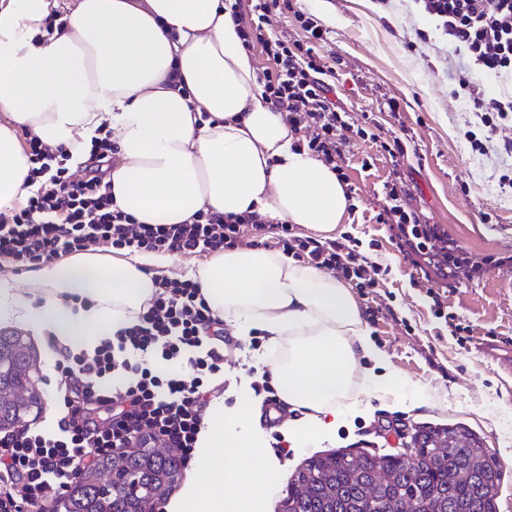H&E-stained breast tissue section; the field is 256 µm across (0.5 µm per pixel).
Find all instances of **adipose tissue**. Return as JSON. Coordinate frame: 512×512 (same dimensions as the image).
I'll use <instances>...</instances> for the list:
<instances>
[{
    "label": "adipose tissue",
    "instance_id": "ef3b65f1",
    "mask_svg": "<svg viewBox=\"0 0 512 512\" xmlns=\"http://www.w3.org/2000/svg\"><path fill=\"white\" fill-rule=\"evenodd\" d=\"M56 0H0V213L32 189L18 140L85 161L109 126L116 206L140 224H188L198 211L255 212L338 238L350 200L331 167L297 149L286 115L267 102L224 0H77L63 30L43 37ZM180 256L112 259L91 248L42 264L25 286L0 271V323L27 325L74 352L137 322L157 287L153 268ZM214 317L237 335L261 331L278 351L271 377L296 447L334 440L350 417L392 399L435 407L428 389L388 370L349 285L261 247L214 254L189 271ZM255 404L213 400L195 451L197 478L169 512H263L280 481Z\"/></svg>",
    "mask_w": 512,
    "mask_h": 512
}]
</instances>
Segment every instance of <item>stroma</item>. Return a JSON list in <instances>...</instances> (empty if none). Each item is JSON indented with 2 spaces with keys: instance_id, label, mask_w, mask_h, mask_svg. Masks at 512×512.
I'll use <instances>...</instances> for the list:
<instances>
[{
  "instance_id": "stroma-1",
  "label": "stroma",
  "mask_w": 512,
  "mask_h": 512,
  "mask_svg": "<svg viewBox=\"0 0 512 512\" xmlns=\"http://www.w3.org/2000/svg\"><path fill=\"white\" fill-rule=\"evenodd\" d=\"M290 3V11L272 16L271 28L301 40L305 33L295 12L321 21L326 35L317 51L332 71L337 105L351 124H363L371 113L379 120V141L350 136L343 155L353 189L344 233L359 239L361 253L379 268L377 287L354 290L370 339L386 353L393 370L447 397L448 407L405 411L378 403L369 416L340 428L335 441L293 447L282 428L287 410L268 408L264 333L241 337L225 326L220 396L225 406H233L242 385H249L259 428L282 470L283 482L271 490L267 512H276L288 480L311 457L397 454L416 431L457 425L476 435L501 471L496 512H512V270L489 262L493 256L512 255V188L500 183L503 174L512 172V155L500 147L512 138V129L489 132L473 104L456 94L449 73L458 52L421 15L408 11L403 0H390L385 7L377 0ZM392 98L400 102L394 114L384 110ZM469 130L480 138L492 136L494 147L473 151L465 136ZM395 138L404 153L394 158L382 144ZM396 173L410 189L411 209L485 259L481 275L461 271L437 281L403 258L389 226L376 221L385 184ZM3 332L22 336L35 362L29 382L40 402L24 423L51 428L58 415L55 365L63 355L61 346L20 324H0ZM485 341L498 344L497 358L481 353Z\"/></svg>"
}]
</instances>
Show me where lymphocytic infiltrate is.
I'll return each instance as SVG.
<instances>
[{
	"instance_id": "lymphocytic-infiltrate-1",
	"label": "lymphocytic infiltrate",
	"mask_w": 512,
	"mask_h": 512,
	"mask_svg": "<svg viewBox=\"0 0 512 512\" xmlns=\"http://www.w3.org/2000/svg\"><path fill=\"white\" fill-rule=\"evenodd\" d=\"M281 0H252L251 21L242 29L245 50L262 49L269 66L259 81L265 99L288 114L296 128L311 129L307 149L342 172L347 122L330 97L332 87L316 51L325 38L320 24L301 18L305 41L269 26ZM442 40L455 46L469 69L512 80V0H412ZM461 91L481 110L484 126L512 125V95L491 92L470 77ZM36 189L0 224V261L29 270L46 261L84 251L98 240L130 254L210 255L249 242L275 240L286 255L375 287L366 256L354 245L294 235L291 225L271 227L256 213L224 217L197 212L189 224H139L116 209L105 182L117 145L110 136L93 140L86 164L74 167L66 149L50 152L39 139L25 138ZM386 203L377 216L389 225L398 251L448 279L457 270L480 271L479 262L437 225L407 205L401 177L386 183ZM224 323L213 318L192 280H160L148 310L120 330L94 355L64 353L57 368L63 407L52 429L22 428L0 434V512H26L62 496L76 472L100 458L144 443L174 448L190 461L204 426L212 380L224 372L220 341ZM121 380L105 387L112 374ZM105 403L106 416L90 403Z\"/></svg>"
}]
</instances>
